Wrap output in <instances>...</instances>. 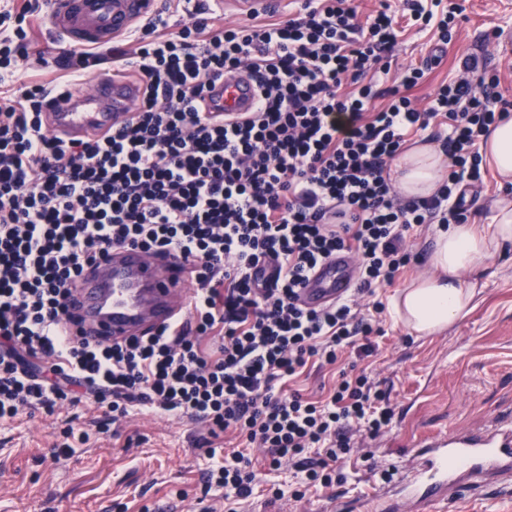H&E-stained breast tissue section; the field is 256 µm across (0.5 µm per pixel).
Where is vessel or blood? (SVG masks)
I'll use <instances>...</instances> for the list:
<instances>
[{
  "mask_svg": "<svg viewBox=\"0 0 512 512\" xmlns=\"http://www.w3.org/2000/svg\"><path fill=\"white\" fill-rule=\"evenodd\" d=\"M129 0H52L50 26L68 45L101 47L139 20ZM254 87L245 75L225 77L217 95L221 112L251 111ZM138 87L121 75L99 77L91 90L58 103L47 114L49 129L68 138H82L109 128L140 101ZM186 272L151 258L140 248L113 249L110 256L86 269L74 285L78 327L102 340L126 337L168 326L187 314ZM355 287L354 259L338 252L320 261L299 291L300 304L319 310L351 295ZM429 456L401 481L418 500L442 502L451 480L448 465L467 462L469 470L512 464V423L489 435L457 434L431 438Z\"/></svg>",
  "mask_w": 512,
  "mask_h": 512,
  "instance_id": "obj_1",
  "label": "vessel or blood"
}]
</instances>
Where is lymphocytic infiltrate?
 I'll return each instance as SVG.
<instances>
[{
	"label": "lymphocytic infiltrate",
	"instance_id": "lymphocytic-infiltrate-1",
	"mask_svg": "<svg viewBox=\"0 0 512 512\" xmlns=\"http://www.w3.org/2000/svg\"><path fill=\"white\" fill-rule=\"evenodd\" d=\"M406 4L404 22L386 5L364 16L353 0H301L288 15L224 26L197 0L178 25L164 9L142 19L134 51L55 56L31 47L42 0L0 12V82L18 80L0 96L1 422L90 399L111 422L139 408L202 421L213 438L235 433L265 454L259 469L237 451L207 471L227 512L260 471L286 463L308 485L340 478L352 432L391 424L388 396L363 373L341 374L317 401L285 385L308 363L374 352L385 310L376 288L411 264L415 227L467 223L463 188L483 178L479 142L512 117L497 72L476 54L417 106L410 92L424 68L390 54L407 24L447 45L462 8ZM105 67L140 86L135 111L87 138L51 133L50 103ZM235 72L253 80L254 110L227 118L210 104ZM424 130L447 154L448 176L433 196L404 203L387 165ZM124 245L189 264V319L116 343L71 335L70 285ZM339 251L355 257L371 312L349 297L299 304L310 271Z\"/></svg>",
	"mask_w": 512,
	"mask_h": 512
}]
</instances>
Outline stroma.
<instances>
[{
    "instance_id": "1",
    "label": "stroma",
    "mask_w": 512,
    "mask_h": 512,
    "mask_svg": "<svg viewBox=\"0 0 512 512\" xmlns=\"http://www.w3.org/2000/svg\"><path fill=\"white\" fill-rule=\"evenodd\" d=\"M465 18L439 61L427 65L428 34L408 32L396 47L399 63L426 65L420 85L412 91L419 104L458 71L466 54L487 57L503 88L512 91V0H460ZM435 225L416 227L411 245L416 256L396 280L379 290L383 302L410 281L429 271L428 256ZM492 276L481 300L465 318L441 334L415 336L382 315L383 333L376 351L357 359L343 354L338 365L308 366L295 389L321 397L333 387L341 369H365L390 396L395 416L390 428L372 437L359 434L344 473L332 488L312 487L294 496L293 473H267L240 512H365L354 499L359 480L374 473L372 485L399 504L406 491L398 479L416 462L422 443L434 435L490 431L512 413V255L495 257ZM101 411L90 400L59 406L54 414L21 415L0 423V512H162L178 504L181 512H203L221 506L222 493L205 490L204 474L212 463L203 422L160 416L137 409L114 425L99 422ZM73 428L68 456L56 459L51 447ZM395 470L394 479L379 478ZM484 491L462 494L460 500L427 512H512V471L486 470ZM281 484L286 494L273 500L267 483Z\"/></svg>"
}]
</instances>
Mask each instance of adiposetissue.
Segmentation results:
<instances>
[{
	"mask_svg": "<svg viewBox=\"0 0 512 512\" xmlns=\"http://www.w3.org/2000/svg\"><path fill=\"white\" fill-rule=\"evenodd\" d=\"M480 152L499 184H512V118L481 141ZM447 164L442 149L419 140L395 157L389 178L404 197L426 198L440 187ZM511 250V199L498 202L492 223L449 225L435 237L430 274L412 281L393 300L394 317L417 335L444 331L475 308L490 260Z\"/></svg>",
	"mask_w": 512,
	"mask_h": 512,
	"instance_id": "adipose-tissue-1",
	"label": "adipose tissue"
}]
</instances>
